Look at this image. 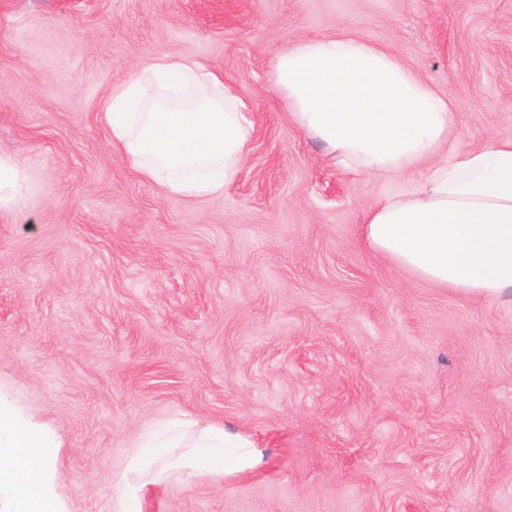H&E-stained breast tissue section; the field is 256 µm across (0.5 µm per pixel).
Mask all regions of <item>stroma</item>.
Listing matches in <instances>:
<instances>
[{
  "label": "stroma",
  "mask_w": 512,
  "mask_h": 512,
  "mask_svg": "<svg viewBox=\"0 0 512 512\" xmlns=\"http://www.w3.org/2000/svg\"><path fill=\"white\" fill-rule=\"evenodd\" d=\"M354 33L512 139V0H0V413L49 448L56 512H121L129 449L187 415L257 467L141 487L131 512H512V295L467 296L370 249L405 178L342 170L268 80L289 43ZM158 53L221 70L254 123L223 196L139 178L100 99ZM28 192L21 165L11 156L0 155V212L21 209Z\"/></svg>",
  "instance_id": "obj_1"
}]
</instances>
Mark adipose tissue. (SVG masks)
<instances>
[{"mask_svg":"<svg viewBox=\"0 0 512 512\" xmlns=\"http://www.w3.org/2000/svg\"><path fill=\"white\" fill-rule=\"evenodd\" d=\"M268 79L295 122L331 160L356 176L407 174L431 166L402 194L366 213L361 234L420 278L464 294H512V139L453 147L454 103L392 52L343 34L294 41L271 59ZM98 120L143 181L183 198L223 195L248 157L254 125L223 75L194 57L159 54L112 87ZM29 185L0 155V212L21 209ZM172 449H131L145 482L170 472L225 478L259 465L264 451L222 426L179 424ZM0 477L19 491V512H52L42 493L47 448L0 414Z\"/></svg>","mask_w":512,"mask_h":512,"instance_id":"ef3b65f1","label":"adipose tissue"}]
</instances>
